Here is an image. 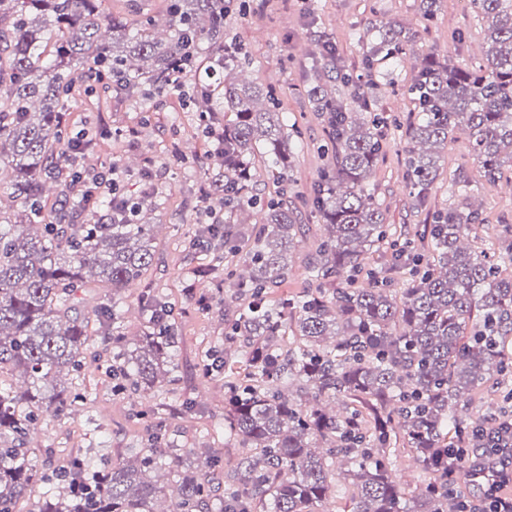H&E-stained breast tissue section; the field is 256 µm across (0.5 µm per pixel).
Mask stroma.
Masks as SVG:
<instances>
[{
    "mask_svg": "<svg viewBox=\"0 0 512 512\" xmlns=\"http://www.w3.org/2000/svg\"><path fill=\"white\" fill-rule=\"evenodd\" d=\"M246 4V10H231L224 16L228 42L250 62L240 78L273 86L285 124L302 133V143L294 151L291 181L281 182L265 170L263 162H256V193L308 195L327 166L320 149L329 140L328 129L306 94L309 82L327 78L315 61L316 40L324 37L335 44L351 77L350 83H333L336 97L349 105L356 85H375L373 109L384 118L386 129L370 188L386 213L392 237L405 239L415 228L431 223L436 211L452 204L449 188L461 177L469 180L468 201L481 215L480 240L491 243L501 225H512V194L503 191L512 184V171L500 181H486L462 135L445 149L427 202L417 204L405 166L406 127L417 116L408 89L417 68L402 64L391 69L378 61L366 62L373 25L391 21L414 36L415 52L435 50L462 68L483 65L484 35L469 0H439L438 11L428 23L422 18L420 0H246ZM69 119L79 126L91 123L110 129L111 137L89 154L88 168L118 164L126 195L146 194L152 201L155 257L141 280L125 291L122 327L129 338L141 336L147 326L142 314L145 297L164 294L178 336V369L166 392L119 389L112 374V345L103 337H93L85 364L72 381L82 401L66 416H45L30 443L31 452L49 473L68 469L74 457L100 446L117 463L128 449L153 445L160 432L178 447L190 449L192 463L208 460L214 462L216 473L230 472L239 449L224 439V375L206 371L205 366L215 345H227L232 356L242 354L240 344H225L224 323L235 318L248 299L226 297L222 288V275L234 264V256L221 251L193 255L187 250V241L198 227L197 209L201 192L208 187L206 176L220 170L213 157L214 142L176 90L132 103L113 91L89 93L81 88ZM303 222L308 232L275 296H297L309 286L306 258L314 253L322 226L311 210L304 211ZM201 265L214 269L212 277L195 281L198 292L215 296L206 310L199 309L185 292L191 270Z\"/></svg>",
    "mask_w": 512,
    "mask_h": 512,
    "instance_id": "1",
    "label": "stroma"
}]
</instances>
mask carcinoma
Wrapping results in <instances>:
<instances>
[{
    "mask_svg": "<svg viewBox=\"0 0 512 512\" xmlns=\"http://www.w3.org/2000/svg\"><path fill=\"white\" fill-rule=\"evenodd\" d=\"M103 0H0V512H18L34 484L48 490L28 512H319L336 488V462L348 466L350 512H460L458 484L448 485V449L483 428L459 419L455 408L492 382L512 405V225L498 236L497 256L464 244L479 212L450 207L419 233V243L387 241L385 212L369 189L384 120L372 114L368 92L349 109L320 82L307 96L331 130V163L311 204L323 226L307 273L315 287L273 301L270 290L288 276L298 245V208L282 196L247 195L255 157L285 180L292 171V142L275 91L238 82L230 73L239 55L203 57V45L224 46V16L231 0H166L165 34L147 13L114 16ZM485 35V65L475 71L424 52L409 93L418 101L407 130V179L422 202L436 180L448 140L465 133L489 182L512 168V0H470ZM366 63L384 55L399 64L414 40L396 24L372 27ZM191 61L203 71L189 104L201 114L212 101L230 113L214 154L224 178L212 195L228 215L224 229L207 227L189 248L222 246L239 255L224 282L250 298L231 320L224 341L243 337L245 373L228 381L224 431L242 448L224 479L181 466L183 449L133 448L117 465L91 477V465L41 476L29 453V436L46 415L61 416L76 402L62 374L84 366L91 344L89 320L78 292L108 288L101 311L112 325V373L123 388L159 391L176 369L174 328L160 298L143 309L149 326L136 340L121 330L122 292L152 265V204L143 199L131 224H105L107 195L91 206L71 187L78 153L76 133L61 122L87 73L110 85L111 72L136 99L170 88L172 68ZM322 64L341 73L321 43ZM56 190L46 208L45 188ZM249 209L264 214L261 230L239 222ZM389 242L394 265L409 266L412 285L397 293L379 273L354 286L376 245ZM339 400L343 410L329 413ZM401 439L429 479L407 499L390 477V445Z\"/></svg>",
    "mask_w": 512,
    "mask_h": 512,
    "instance_id": "obj_1",
    "label": "carcinoma"
}]
</instances>
